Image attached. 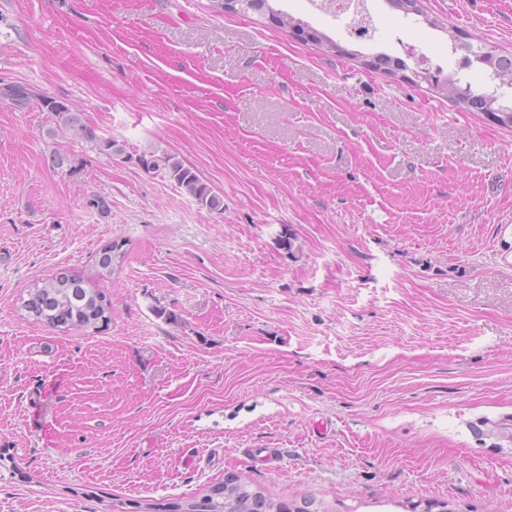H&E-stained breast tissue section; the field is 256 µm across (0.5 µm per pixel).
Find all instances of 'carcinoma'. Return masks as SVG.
I'll return each mask as SVG.
<instances>
[{
    "label": "carcinoma",
    "instance_id": "obj_1",
    "mask_svg": "<svg viewBox=\"0 0 512 512\" xmlns=\"http://www.w3.org/2000/svg\"><path fill=\"white\" fill-rule=\"evenodd\" d=\"M256 12L262 16L269 14L280 25L288 24L283 14L276 15L270 5L256 6L251 2H243L238 12ZM463 48L474 54L475 60L484 63L491 62L492 69L501 82H512V55L494 56L483 47H474L470 44ZM30 90L17 84H6L0 87V101L15 107L25 105L31 98ZM43 107L58 116H64L63 126L68 129H80L88 137L94 134L80 124L77 116L70 113L64 104L50 98H41ZM463 102L472 110H479L489 115L502 125L512 123L504 121L496 113L495 107L505 111H512L508 102L496 100L483 89L473 90L463 99ZM147 168L163 170L168 178L179 188L185 190L196 199L199 205L212 209L218 204V197L213 189L196 174L191 168L181 162L173 160L168 155L156 156L152 159H142ZM125 253L122 244L117 241L101 248L95 255L93 269L88 273L74 274L62 271L54 277L37 285L29 293V298L22 303L28 317L35 323L48 329H64L70 327L100 329V324L110 321L111 303L104 291L99 288L98 282L114 273L120 266ZM167 512H331L327 506L314 497H303L301 501L291 505L274 501L263 492L252 488L238 478H229L211 485L206 494L199 498L170 503L165 506Z\"/></svg>",
    "mask_w": 512,
    "mask_h": 512
}]
</instances>
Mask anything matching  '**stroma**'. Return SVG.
<instances>
[{
  "label": "stroma",
  "mask_w": 512,
  "mask_h": 512,
  "mask_svg": "<svg viewBox=\"0 0 512 512\" xmlns=\"http://www.w3.org/2000/svg\"><path fill=\"white\" fill-rule=\"evenodd\" d=\"M369 5L359 42L308 0H275L288 27L213 0H0V84L33 92L0 106V512L228 476L332 512H512V128L419 61L512 53V0ZM163 153L220 208L140 161ZM115 241L105 330L20 311ZM41 101H42L43 107L46 108V110L48 112H54L59 117L62 115V118L64 117V115H66L65 119L63 120V126L66 129H68V130L76 129L77 130V128L78 129L80 128V130L83 131V133L86 136L92 137L93 133L88 131L86 127L84 128L83 125L80 124V121L77 118V116H75L74 114H70L71 113L70 109L67 106H65L64 104H62L50 97H42Z\"/></svg>",
  "instance_id": "obj_1"
}]
</instances>
